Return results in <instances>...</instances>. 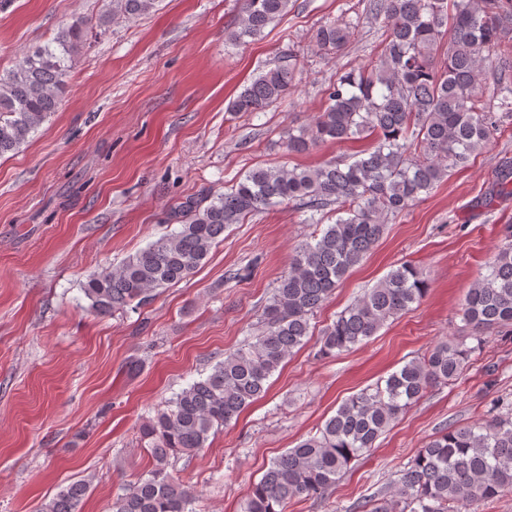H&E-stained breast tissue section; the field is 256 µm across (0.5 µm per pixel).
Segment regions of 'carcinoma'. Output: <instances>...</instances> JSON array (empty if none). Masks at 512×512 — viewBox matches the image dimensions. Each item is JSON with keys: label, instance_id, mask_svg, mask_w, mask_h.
I'll list each match as a JSON object with an SVG mask.
<instances>
[{"label": "carcinoma", "instance_id": "obj_1", "mask_svg": "<svg viewBox=\"0 0 512 512\" xmlns=\"http://www.w3.org/2000/svg\"><path fill=\"white\" fill-rule=\"evenodd\" d=\"M159 0H112L99 16L150 13ZM290 0H243L238 22L224 43L239 46L262 36L288 12ZM383 24L385 38L366 68L336 79L327 106L311 124L288 130L286 148L303 154L326 143L371 140L351 162L315 168L255 167L224 192L205 191L177 203L166 223L178 228L127 256L120 265L91 274L81 291L98 316L144 306L158 292L193 273L231 224L296 201L309 217L336 206V220L302 244L277 280L260 316L255 341L216 362L211 371L177 392L141 427L153 468L123 489L112 512H197L194 490L174 477L171 458L192 457L214 434L237 419L268 390L269 378L310 336V320L340 281L378 243L385 218L430 194L452 170L465 166L499 129L496 111L482 101L486 71L512 80V0H358ZM87 35L78 20L0 74V156L17 150L55 111ZM358 35L357 25L328 21L313 33L315 45L338 52ZM444 51L443 65L435 55ZM297 67L293 49L261 71L233 99L232 112H263L285 97ZM419 270L392 268L342 311L318 342L317 357H333L370 339L391 319L423 299ZM473 331L512 323V225L468 289L461 306ZM471 349L442 341L405 363L384 381L342 402L319 432L273 459L240 505V512H285L295 498L324 494L348 467L367 454L385 429L435 384L463 369ZM90 482L78 480L44 500L36 512H80ZM512 491V410L485 422L440 432L400 471L395 493L365 501L367 512H480L484 503Z\"/></svg>", "mask_w": 512, "mask_h": 512}]
</instances>
